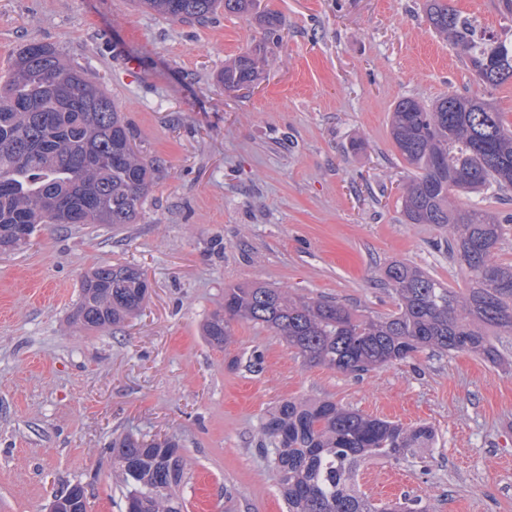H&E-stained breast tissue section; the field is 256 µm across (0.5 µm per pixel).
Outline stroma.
<instances>
[{
	"label": "stroma",
	"mask_w": 512,
	"mask_h": 512,
	"mask_svg": "<svg viewBox=\"0 0 512 512\" xmlns=\"http://www.w3.org/2000/svg\"><path fill=\"white\" fill-rule=\"evenodd\" d=\"M424 4L258 0L254 15L199 25L134 0H0V77L26 45L53 46L103 82L158 164L138 223L44 224L0 253V512H47L78 482L88 512H124L109 448L128 432L179 441L187 512H287L261 428L307 398L434 428L416 458L361 466L374 502L512 512V372L420 352L354 377L258 325L232 322L221 348L201 333L228 285L362 315L393 310L383 272L396 260L463 287L444 230L404 217L411 172L389 133L401 98L480 90ZM266 12L280 21L269 46ZM262 45L260 80L225 90V61ZM106 262L139 267L150 296L124 325L87 333L67 318Z\"/></svg>",
	"instance_id": "stroma-1"
}]
</instances>
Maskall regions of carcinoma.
<instances>
[{"mask_svg":"<svg viewBox=\"0 0 512 512\" xmlns=\"http://www.w3.org/2000/svg\"><path fill=\"white\" fill-rule=\"evenodd\" d=\"M181 22H202L222 10L248 16L257 0H136ZM426 18L487 89L512 82V39L483 28L449 0H426ZM265 55L224 65V89L258 81ZM390 135L412 172L402 196L411 224L448 228V259L464 274L465 293L403 261L384 275L395 296L385 315L360 316L325 298L294 296L286 287L251 284L224 289V307L202 327L222 347L233 321L259 325L309 363L363 375L430 351L470 352L512 369L499 338L512 335V265L496 259L505 225L479 204L452 196L512 187V126L493 99L450 93L430 105L397 102ZM153 164L136 149L134 133L108 91L82 67L48 45L29 44L0 85V251L27 243L41 224H135L152 187ZM149 282L131 264L103 263L81 282L71 323L88 331L123 324L140 311ZM287 512H417L377 504L359 489L370 459L399 462L429 448L427 424L404 427L329 400L287 399L262 425ZM112 471L125 489L126 512H185L177 494L184 478L178 441L164 446L126 435L112 441Z\"/></svg>","mask_w":512,"mask_h":512,"instance_id":"cac0c4a2","label":"carcinoma"}]
</instances>
